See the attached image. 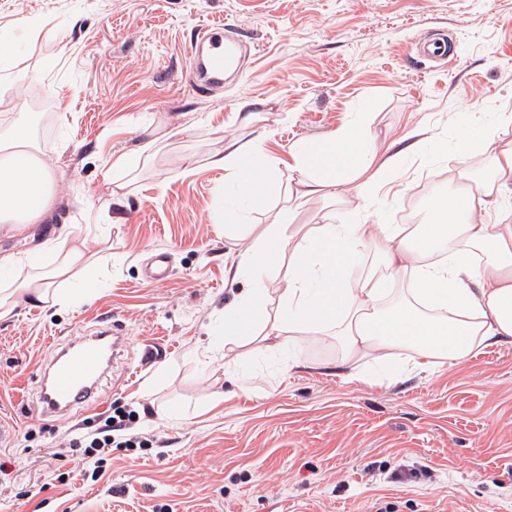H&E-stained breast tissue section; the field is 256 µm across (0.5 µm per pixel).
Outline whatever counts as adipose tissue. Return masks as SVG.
<instances>
[{"instance_id":"obj_1","label":"adipose tissue","mask_w":512,"mask_h":512,"mask_svg":"<svg viewBox=\"0 0 512 512\" xmlns=\"http://www.w3.org/2000/svg\"><path fill=\"white\" fill-rule=\"evenodd\" d=\"M373 117L365 99L336 129L297 140L289 152L288 203L260 226L246 221L247 209L267 203L270 174L258 161L260 144L231 136L223 151L208 157L235 192L224 204V222L248 238L230 267L247 287L224 309L225 341L271 347L287 337L333 332L343 365L369 355L387 360L410 347L425 368L434 359L464 361L475 343L512 339V211L498 207L501 195L512 192V139L500 135L512 126V113H499L493 127L473 122L458 145L460 161L447 190L427 193L417 224L384 223L376 203L408 157L435 166V137L417 127L406 145L381 143ZM34 128L33 117L23 116L0 134V224L21 235L51 220L57 205L54 171L33 146ZM483 153L491 156L487 187L474 181ZM311 202L321 208L306 230L295 216ZM364 250L382 264L351 279L352 263ZM282 253L288 262L278 270L270 313L262 276ZM95 267L70 230L23 252L0 253V318L23 302L64 308L95 298L101 288ZM399 280L406 298L389 301Z\"/></svg>"}]
</instances>
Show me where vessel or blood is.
Listing matches in <instances>:
<instances>
[{"label":"vessel or blood","mask_w":512,"mask_h":512,"mask_svg":"<svg viewBox=\"0 0 512 512\" xmlns=\"http://www.w3.org/2000/svg\"><path fill=\"white\" fill-rule=\"evenodd\" d=\"M236 51L237 43L226 34L223 23L201 29L189 47V63L197 74L195 88L199 93L209 94L222 85ZM118 345L119 339L111 331L99 329L67 341L49 363L39 365L37 395L43 414L60 415L82 403L102 407L99 384Z\"/></svg>","instance_id":"1"}]
</instances>
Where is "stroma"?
Here are the masks:
<instances>
[{
  "label": "stroma",
  "mask_w": 512,
  "mask_h": 512,
  "mask_svg": "<svg viewBox=\"0 0 512 512\" xmlns=\"http://www.w3.org/2000/svg\"><path fill=\"white\" fill-rule=\"evenodd\" d=\"M45 20L33 38L25 22ZM221 20L245 46L222 89L199 94L187 49ZM446 38L443 62L414 51ZM0 131L38 113L41 150L60 198L38 239L81 233L98 267L93 301L54 310L24 304L0 319V512H512V342L476 345L448 365L400 372L374 357L339 366L332 336L219 351L225 304L243 290L236 247L214 218L224 173L208 168L225 136L261 141L285 169L298 139L336 129L363 99L374 129L395 140L428 127L448 145L434 168L407 160L381 202L397 223L430 188L448 185L473 118L512 110V0H0ZM262 103L248 128L241 101ZM180 126L154 167L128 185L122 223L87 226L108 200L112 155L148 126ZM172 255L168 279L145 268ZM125 338L103 378L101 409L43 415L34 373L57 344L93 327ZM301 363L289 367L288 358ZM135 412L147 443L115 448L97 481L83 451L64 447Z\"/></svg>",
  "instance_id": "35a3bbf8"
}]
</instances>
